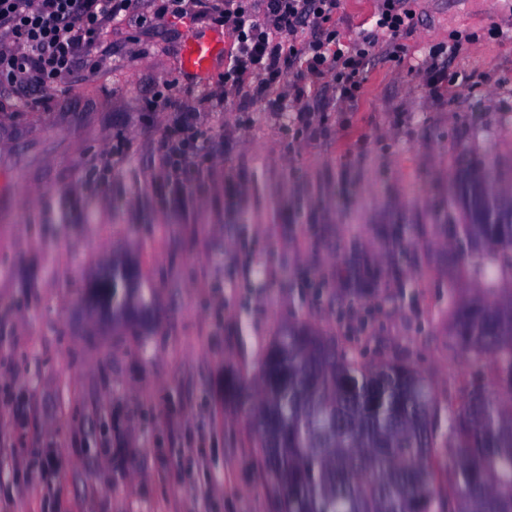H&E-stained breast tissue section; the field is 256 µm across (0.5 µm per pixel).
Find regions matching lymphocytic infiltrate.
Instances as JSON below:
<instances>
[{
	"label": "lymphocytic infiltrate",
	"mask_w": 512,
	"mask_h": 512,
	"mask_svg": "<svg viewBox=\"0 0 512 512\" xmlns=\"http://www.w3.org/2000/svg\"><path fill=\"white\" fill-rule=\"evenodd\" d=\"M413 0H379L374 28L388 34L387 54L405 57L403 36L416 26ZM140 0H0V30L17 52H0V82L22 80L43 92L59 76L88 65L103 22L137 11ZM342 0H197L201 14L235 36L224 61V87L279 116L293 103L288 130L293 142L323 135L325 117L311 112L313 88L332 81L337 99L356 101L375 47L364 36L352 49H335L336 14ZM206 129L188 112L178 113L160 144L154 177L163 200L205 194L199 174L211 160Z\"/></svg>",
	"instance_id": "f902f5d3"
}]
</instances>
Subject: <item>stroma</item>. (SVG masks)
<instances>
[{"instance_id": "1", "label": "stroma", "mask_w": 512, "mask_h": 512, "mask_svg": "<svg viewBox=\"0 0 512 512\" xmlns=\"http://www.w3.org/2000/svg\"><path fill=\"white\" fill-rule=\"evenodd\" d=\"M377 0H344L342 47L367 35ZM397 63L377 43L364 92H316L329 139L288 152L285 121L255 113L220 72L181 69L191 37L234 36L198 18L105 25L93 68L41 104L0 83V512H277L249 436L246 405L224 379L255 369L282 328L310 325L375 366L399 359L458 406L490 360L449 334L448 287L512 277L481 253L448 249L462 212L449 203L458 163L512 168V0H415ZM464 36L447 101L415 64ZM211 137L209 193L160 203L152 187L162 125L139 119L164 83ZM126 155L106 163L117 136ZM248 188L224 199V179ZM151 304L117 317L88 309V280L113 256ZM28 405L16 420L14 400ZM51 454L49 482L33 466Z\"/></svg>"}]
</instances>
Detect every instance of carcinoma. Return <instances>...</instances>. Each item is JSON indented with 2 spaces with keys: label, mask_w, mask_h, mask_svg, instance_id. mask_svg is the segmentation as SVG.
<instances>
[{
  "label": "carcinoma",
  "mask_w": 512,
  "mask_h": 512,
  "mask_svg": "<svg viewBox=\"0 0 512 512\" xmlns=\"http://www.w3.org/2000/svg\"><path fill=\"white\" fill-rule=\"evenodd\" d=\"M485 186L508 193L512 171L467 165L453 196L464 219L453 248H484L490 264L512 271V203L485 208ZM104 281L112 314L137 300L128 271L114 265ZM450 323L460 347L493 362L496 386L488 394L471 384L454 410L406 363L368 368L305 326L277 336L244 380V402L278 512H512V288L491 282L452 298Z\"/></svg>",
  "instance_id": "carcinoma-1"
}]
</instances>
